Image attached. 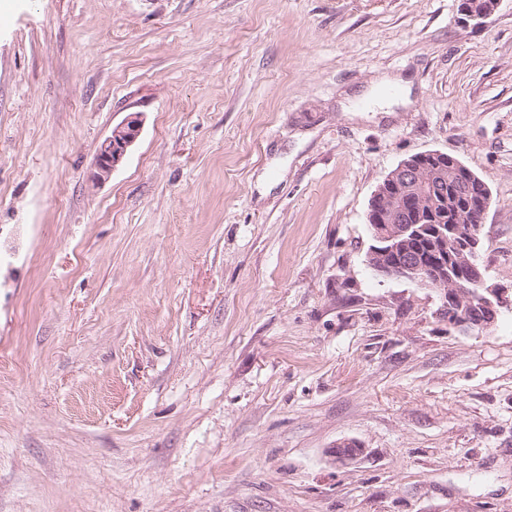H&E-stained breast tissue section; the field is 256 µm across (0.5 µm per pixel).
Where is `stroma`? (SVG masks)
Instances as JSON below:
<instances>
[{"mask_svg": "<svg viewBox=\"0 0 512 512\" xmlns=\"http://www.w3.org/2000/svg\"><path fill=\"white\" fill-rule=\"evenodd\" d=\"M461 2L0 0V512H512V311L366 262L440 150L512 286V0ZM141 128L138 114H130L113 128L111 134L101 144L93 163L92 178L105 180L121 164L129 148L137 140ZM422 157L419 153L402 160L394 170L384 177L385 181L400 179L404 183L419 186L422 180V170L418 165V160Z\"/></svg>", "mask_w": 512, "mask_h": 512, "instance_id": "obj_1", "label": "stroma"}]
</instances>
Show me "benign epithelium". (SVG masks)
Wrapping results in <instances>:
<instances>
[{"instance_id": "1", "label": "benign epithelium", "mask_w": 512, "mask_h": 512, "mask_svg": "<svg viewBox=\"0 0 512 512\" xmlns=\"http://www.w3.org/2000/svg\"><path fill=\"white\" fill-rule=\"evenodd\" d=\"M141 128L138 114L129 115L113 128L101 144L93 163L92 178L105 180L121 164L129 148L137 140ZM415 154L402 160L385 176L415 186L422 180ZM379 193H374L368 206V223L372 224L374 244L368 252V266L377 276L409 279L424 287L442 291L440 314L448 325L464 332L486 331L493 327L502 310H512V291L487 283L477 259L479 239L460 238V230L448 224H424L417 217L409 224L380 229ZM423 242L430 260L422 261L418 248L407 249L412 243ZM363 452L354 442L329 450L337 465H347Z\"/></svg>"}]
</instances>
